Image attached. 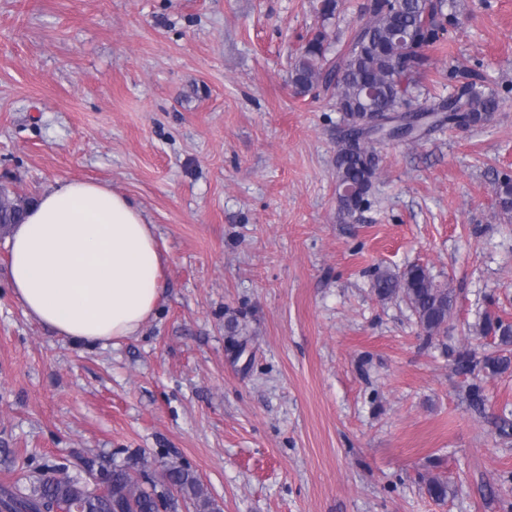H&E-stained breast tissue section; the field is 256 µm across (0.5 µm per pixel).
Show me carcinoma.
<instances>
[{"label": "carcinoma", "instance_id": "obj_1", "mask_svg": "<svg viewBox=\"0 0 512 512\" xmlns=\"http://www.w3.org/2000/svg\"><path fill=\"white\" fill-rule=\"evenodd\" d=\"M366 20L350 37L346 48L335 53L336 35L321 25L310 32L290 69V83L298 96L316 90L336 93V111L341 113L342 135L338 142L336 181L354 189L351 196L337 199L338 211L351 215L369 204L379 169L375 144L400 140V128L380 138L367 130L373 113L397 115L405 110L420 112L421 122L410 139L436 127L469 129L487 123L499 100L485 92L482 77L471 69L453 68L448 77L456 91L430 102L418 92V78L430 66L427 51L458 23L460 0H368ZM501 215L512 219V178L495 183ZM29 200L12 198L0 187V226L21 221ZM371 288L381 301L399 299L416 316L426 339L448 335L453 309L451 289L435 280L429 269L415 264L401 272L378 269ZM476 333L493 336L497 350L477 357L464 348L454 353L456 371L478 378L497 375L512 368V358L503 351L512 346V323L485 315ZM111 477L101 489L82 479L56 470L26 478V482L0 489L4 512H156L157 486H146L127 467L113 464ZM165 483L176 490L195 512H220L200 479L174 463L166 467Z\"/></svg>", "mask_w": 512, "mask_h": 512}]
</instances>
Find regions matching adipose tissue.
Returning a JSON list of instances; mask_svg holds the SVG:
<instances>
[{"mask_svg":"<svg viewBox=\"0 0 512 512\" xmlns=\"http://www.w3.org/2000/svg\"><path fill=\"white\" fill-rule=\"evenodd\" d=\"M9 256L10 286L26 316L89 344L137 335L162 290L152 225L125 196L94 181L45 190L12 227Z\"/></svg>","mask_w":512,"mask_h":512,"instance_id":"ef3b65f1","label":"adipose tissue"}]
</instances>
